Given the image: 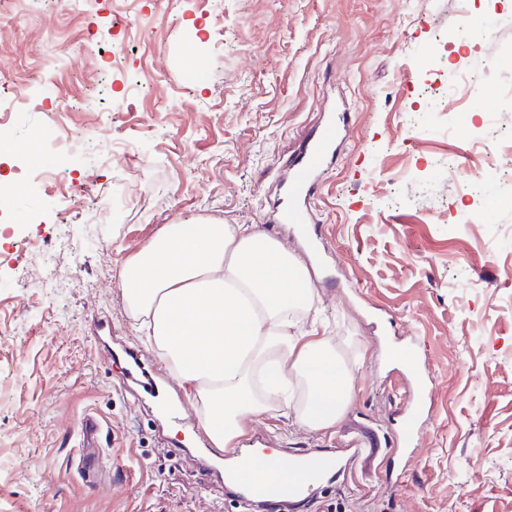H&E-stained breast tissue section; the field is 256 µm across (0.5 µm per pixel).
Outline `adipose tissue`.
Listing matches in <instances>:
<instances>
[{"label": "adipose tissue", "instance_id": "adipose-tissue-1", "mask_svg": "<svg viewBox=\"0 0 512 512\" xmlns=\"http://www.w3.org/2000/svg\"><path fill=\"white\" fill-rule=\"evenodd\" d=\"M121 291L220 452L288 396L311 431L334 427L354 399L352 367L297 314L316 298L306 266L251 225H164L127 262Z\"/></svg>", "mask_w": 512, "mask_h": 512}]
</instances>
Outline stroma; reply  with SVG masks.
I'll use <instances>...</instances> for the list:
<instances>
[{
  "label": "stroma",
  "mask_w": 512,
  "mask_h": 512,
  "mask_svg": "<svg viewBox=\"0 0 512 512\" xmlns=\"http://www.w3.org/2000/svg\"><path fill=\"white\" fill-rule=\"evenodd\" d=\"M224 29L204 0H89L71 11L13 0L0 14V73L30 84L4 134L37 145L50 104L76 100L73 127L117 111L111 158L96 152L45 167L99 169L84 190L138 193L100 224L65 223L66 202L22 187L0 224V512H253L203 476L196 416L158 422L120 388L113 341L143 348L120 274L166 224L218 217L275 235L262 217L285 160L304 145L323 101L344 98L351 134L311 210L330 248L331 276L312 269L331 343L356 364L355 398L331 429L310 432L285 410L253 432L276 448H340L354 426L389 438L405 400L404 365L389 361L373 314L422 342L434 380L411 457L381 450L309 490L307 512H512V200L483 192L489 153L512 141V0H222ZM478 27L458 29L460 7ZM132 20L125 50L118 22ZM447 32V44L436 40ZM456 87L485 144L464 181L444 167L462 152L425 118ZM159 121L150 113L158 102ZM103 424L105 479L78 469L82 413Z\"/></svg>",
  "instance_id": "35a3bbf8"
}]
</instances>
